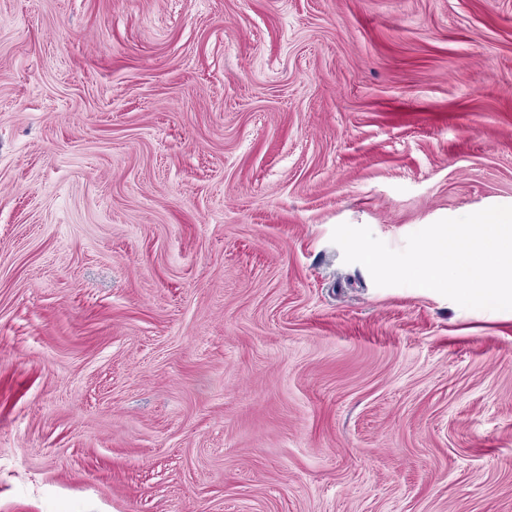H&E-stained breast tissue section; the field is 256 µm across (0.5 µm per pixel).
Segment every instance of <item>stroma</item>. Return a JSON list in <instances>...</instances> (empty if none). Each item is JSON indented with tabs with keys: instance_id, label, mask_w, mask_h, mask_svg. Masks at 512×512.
Segmentation results:
<instances>
[{
	"instance_id": "35a3bbf8",
	"label": "stroma",
	"mask_w": 512,
	"mask_h": 512,
	"mask_svg": "<svg viewBox=\"0 0 512 512\" xmlns=\"http://www.w3.org/2000/svg\"><path fill=\"white\" fill-rule=\"evenodd\" d=\"M512 205V0H0V512H512V310L379 287Z\"/></svg>"
}]
</instances>
